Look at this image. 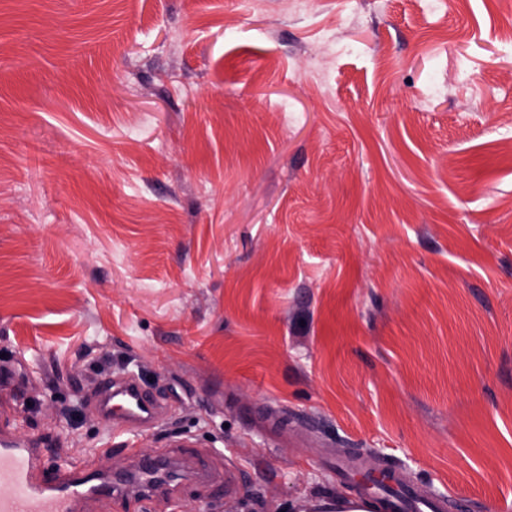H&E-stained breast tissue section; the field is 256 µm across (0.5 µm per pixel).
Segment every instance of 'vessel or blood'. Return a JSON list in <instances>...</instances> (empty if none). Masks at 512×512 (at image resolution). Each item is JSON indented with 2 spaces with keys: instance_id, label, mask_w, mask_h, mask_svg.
<instances>
[{
  "instance_id": "b4317fda",
  "label": "vessel or blood",
  "mask_w": 512,
  "mask_h": 512,
  "mask_svg": "<svg viewBox=\"0 0 512 512\" xmlns=\"http://www.w3.org/2000/svg\"><path fill=\"white\" fill-rule=\"evenodd\" d=\"M96 401L106 417L134 420L145 425L160 421L165 415L163 402L145 392L136 377L125 375L108 379L96 394ZM46 445L34 437H21L0 431V512H81L85 501L100 496H149L155 487L158 462L143 458L137 471L143 481L138 491L126 483L86 473L75 466L47 469L43 463ZM390 512H437L433 499H417L409 492L389 500Z\"/></svg>"
}]
</instances>
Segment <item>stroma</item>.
<instances>
[{
  "mask_svg": "<svg viewBox=\"0 0 512 512\" xmlns=\"http://www.w3.org/2000/svg\"><path fill=\"white\" fill-rule=\"evenodd\" d=\"M136 375L164 421L104 419ZM0 428L188 474L87 512H512L504 0H0ZM439 501L433 499H417L411 496L410 492L400 491V498L388 500V508L394 512H438ZM319 512H373L374 505L368 500L356 497H342L334 500H321Z\"/></svg>",
  "mask_w": 512,
  "mask_h": 512,
  "instance_id": "1",
  "label": "stroma"
}]
</instances>
